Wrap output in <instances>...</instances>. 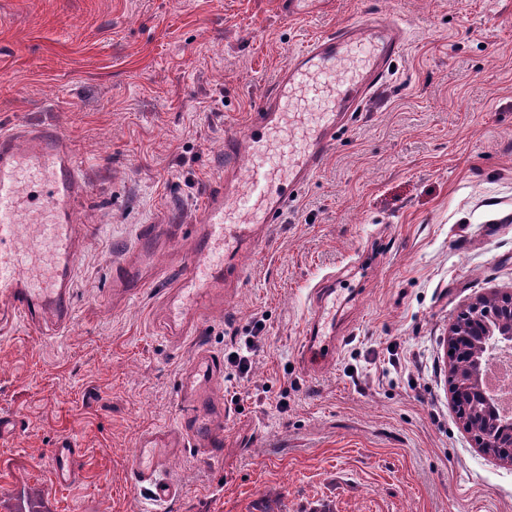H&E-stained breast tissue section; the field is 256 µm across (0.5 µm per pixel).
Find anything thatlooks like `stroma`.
I'll return each mask as SVG.
<instances>
[{
    "instance_id": "stroma-1",
    "label": "stroma",
    "mask_w": 512,
    "mask_h": 512,
    "mask_svg": "<svg viewBox=\"0 0 512 512\" xmlns=\"http://www.w3.org/2000/svg\"><path fill=\"white\" fill-rule=\"evenodd\" d=\"M370 16L395 20L394 70L336 132L271 242L198 335L167 336L168 288L113 295L144 224H189L224 182V136L244 135L290 54ZM53 124L83 160L74 318L0 338V512H145L139 435L173 426L197 348L225 355L265 318L224 454L193 448L159 512H512V465L483 452L448 393V329L512 292V0H0V129ZM336 358L309 374V314ZM287 410H280V400ZM82 448L54 480L48 451ZM75 447L71 441L65 440L57 448L49 449L56 483L60 486L71 485L80 478L82 448Z\"/></svg>"
}]
</instances>
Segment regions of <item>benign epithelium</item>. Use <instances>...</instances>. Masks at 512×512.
I'll return each instance as SVG.
<instances>
[{
    "mask_svg": "<svg viewBox=\"0 0 512 512\" xmlns=\"http://www.w3.org/2000/svg\"><path fill=\"white\" fill-rule=\"evenodd\" d=\"M474 343L481 348L467 376L457 373L448 378L449 391L454 406L465 407L473 416H497L498 400L485 386L483 375L495 352L512 350V293L491 299L481 298L464 311L448 332V355H454L456 340ZM485 450L512 447V429L494 431L477 438Z\"/></svg>",
    "mask_w": 512,
    "mask_h": 512,
    "instance_id": "1",
    "label": "benign epithelium"
}]
</instances>
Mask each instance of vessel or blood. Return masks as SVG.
<instances>
[{
  "mask_svg": "<svg viewBox=\"0 0 512 512\" xmlns=\"http://www.w3.org/2000/svg\"><path fill=\"white\" fill-rule=\"evenodd\" d=\"M400 48L399 26L375 17L347 23L336 35L318 36L289 57L271 92L252 113L246 136L224 139V182L207 194L190 227L192 254L172 257L167 268L154 271L153 277L174 283L165 304L171 333H197L210 314L223 308L242 273V257L267 244L292 194L332 149L339 122L382 81ZM296 122L302 143L295 147L284 132ZM244 154L250 165L241 174L237 164ZM86 193L82 164L59 129L41 125L0 131L1 329L21 319L39 335L43 322L60 330L70 324L81 239L74 213ZM29 211L36 213L38 223L27 233L21 221ZM171 234L165 225L140 229L131 259L113 270L114 294H135L150 285L152 277L142 274V265ZM307 327L306 363L316 373L333 360L336 344L320 316H311ZM222 376L221 359L199 351L179 376L177 426L140 436L132 480L149 491L152 502L163 505L178 497L163 469L180 449H198L209 460L222 456L230 414L217 390ZM48 455L58 485L79 479L82 451L71 441H62Z\"/></svg>",
  "mask_w": 512,
  "mask_h": 512,
  "instance_id": "vessel-or-blood-1",
  "label": "vessel or blood"
}]
</instances>
